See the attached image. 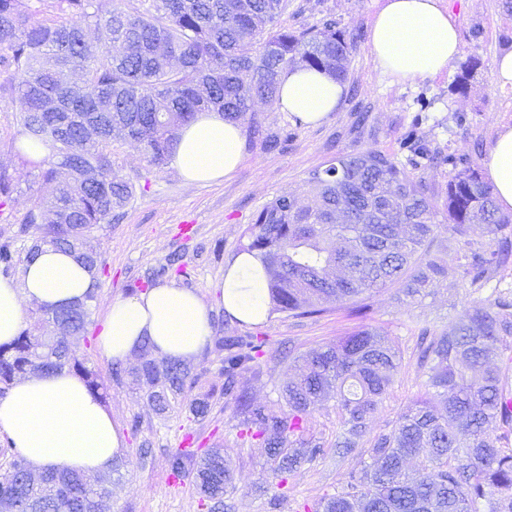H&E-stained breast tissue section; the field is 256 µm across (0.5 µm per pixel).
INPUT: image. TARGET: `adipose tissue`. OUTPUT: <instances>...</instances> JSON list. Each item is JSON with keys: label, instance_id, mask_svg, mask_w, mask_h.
<instances>
[{"label": "adipose tissue", "instance_id": "obj_1", "mask_svg": "<svg viewBox=\"0 0 512 512\" xmlns=\"http://www.w3.org/2000/svg\"><path fill=\"white\" fill-rule=\"evenodd\" d=\"M369 45L376 62L407 79L438 74L457 59L459 36L440 0H386L376 13ZM342 85L315 70H295L279 87L283 111L303 122L322 123L338 107ZM237 123L218 112L199 113L184 126L172 164L187 181L212 183L230 176L242 156ZM487 176L498 204L512 208V125H501L491 144ZM95 288L75 254L44 247L19 275H0V344L21 331L28 305L56 308L80 301ZM220 299L227 314L246 323L268 316L259 261L242 253L225 267ZM212 335L207 306L173 283L113 300L99 336L105 353L128 360L143 342L163 358L194 361ZM0 431L35 467L92 474L109 468L124 446L115 419L84 382L68 370L29 374L0 398Z\"/></svg>", "mask_w": 512, "mask_h": 512}]
</instances>
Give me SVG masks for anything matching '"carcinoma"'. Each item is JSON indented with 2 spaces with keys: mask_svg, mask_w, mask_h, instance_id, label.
<instances>
[{
  "mask_svg": "<svg viewBox=\"0 0 512 512\" xmlns=\"http://www.w3.org/2000/svg\"><path fill=\"white\" fill-rule=\"evenodd\" d=\"M0 0V88L13 93L21 135L48 146L38 176L54 185L51 197L27 211L23 232L31 245L0 240V272L13 270L20 254L32 258L43 245L75 252L88 267L100 265L90 233L110 224L135 198L132 179L112 166L107 147L114 140L140 145L149 165L171 161L178 130L200 112L218 111L241 122L258 102L278 99L282 78L301 66L324 70L339 81L348 75L356 37L326 21L299 31L275 28L286 0ZM99 133L84 134V122ZM452 166L448 180V224L461 244L462 279L474 286L512 258V249L485 247L471 239L479 228L492 242L512 226L493 189L466 159H438ZM307 202L291 194L275 197L244 232L242 251L264 270L269 312L313 317L326 306L345 307L360 317L364 296L399 286L407 297L420 294L448 266L431 255L439 225L426 184L394 157L378 151L338 156L309 172ZM15 179L0 169V216L6 213ZM344 203L343 215L336 207ZM96 292L79 302L71 329L83 333ZM69 310L36 309L29 327L0 345V394L16 377L69 369L90 392L104 398V384L87 361L74 355L68 337L43 336L42 325ZM224 353V395L236 403L239 437L266 449L267 479L279 487L301 464L325 456L312 438L311 415L333 399L342 429L336 457L358 458L336 493L314 512H512V389L502 368L512 362V291L497 288L469 300L462 317L443 328L423 327L417 340L416 371L426 393L407 405L388 430L370 423L401 368L389 337L360 327L338 340L283 359L302 362L284 388L288 409L253 402L241 377L260 374L266 340L224 328L213 337ZM145 382L157 413L181 405L188 367L153 356L140 347V364L127 372ZM422 468H411L415 458ZM177 450L171 475L193 474L204 499L224 496L232 474L221 449L197 465ZM94 485L76 471L45 470L36 480L21 458L0 472V508L15 501L29 512H98L96 502L112 495V473Z\"/></svg>",
  "mask_w": 512,
  "mask_h": 512,
  "instance_id": "obj_1",
  "label": "carcinoma"
}]
</instances>
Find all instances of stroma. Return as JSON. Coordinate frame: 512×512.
<instances>
[{"label":"stroma","instance_id":"1","mask_svg":"<svg viewBox=\"0 0 512 512\" xmlns=\"http://www.w3.org/2000/svg\"><path fill=\"white\" fill-rule=\"evenodd\" d=\"M383 3L288 0L278 26L306 28L331 19L337 29L361 32L350 56L343 99L315 126L296 121L279 105L260 106L256 120L265 132H288V146L271 152L262 139L244 136L241 162L223 182L197 184L183 179L174 167L152 169L139 146L113 142L114 166L132 178L139 191L120 221L91 234L103 261L96 276L99 301L74 346L77 356L107 381L104 403L125 440L123 465L112 477L108 512H211V502L200 499L190 481L175 480L170 473V456L180 448L198 457L213 448L224 449L233 486L220 512H305L306 506L335 493L344 472L355 467L354 458L340 464L328 455L290 475L285 488L272 487L262 476L265 450L244 445L237 436L236 405L222 390V353L206 346L190 365L199 379L184 393L188 401L208 398L209 415L197 420L178 410L161 416L144 391L130 387L127 377L111 378L113 362L100 348L98 336L112 301L130 295L132 287L146 286L148 274L174 254L180 256L183 270L169 272V281L195 292L209 310L213 329L223 330L228 315L213 288L240 253L244 230L276 196L303 193L309 172L336 156L377 150L403 161L407 154L402 139L411 131L431 150L469 157L478 169H485L497 125L512 124V85H501L495 75L497 58L512 51V14L503 9V0H443L459 33L457 60L432 77L399 79L370 53V24ZM472 58L477 64L471 68L467 62ZM461 74L468 77L462 91L456 88ZM19 130L11 95L0 90V167L9 168L16 183L11 215L0 219V239L13 237L23 244L29 237L22 231V218L49 188L17 155ZM412 172L429 187L435 221L442 226L437 240L447 243L443 226L448 222L449 169L421 163ZM475 295L455 275L430 283L418 301L393 288L367 296L368 312L361 320L346 308L332 306L313 318L275 313L264 322L244 324V331L266 337L267 343L261 374L244 375L242 383L256 402L280 403V392L294 372L282 360V349L300 354L363 325L392 338L403 357L402 369L371 423L376 432L391 428L400 411L425 391L414 359L419 329L458 321Z\"/></svg>","mask_w":512,"mask_h":512}]
</instances>
